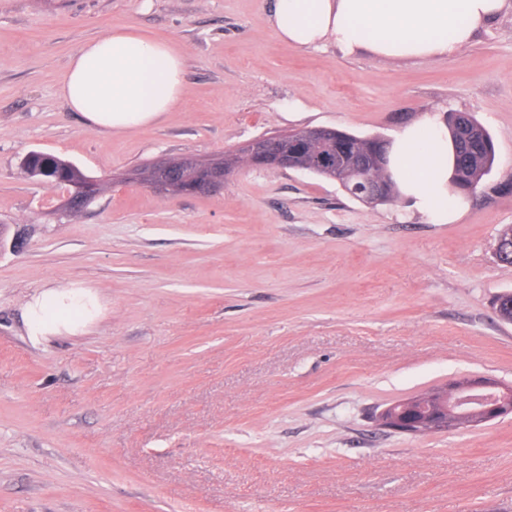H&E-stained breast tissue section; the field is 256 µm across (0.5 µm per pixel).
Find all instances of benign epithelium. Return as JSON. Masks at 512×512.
<instances>
[{"label":"benign epithelium","mask_w":512,"mask_h":512,"mask_svg":"<svg viewBox=\"0 0 512 512\" xmlns=\"http://www.w3.org/2000/svg\"><path fill=\"white\" fill-rule=\"evenodd\" d=\"M330 133L325 128H307L289 133L262 136L244 147L254 165H263L271 157L275 146L283 140L296 145L322 139ZM384 187L372 181H363L357 195L361 201L378 199ZM96 194L95 181L74 189L62 205L66 213H77L86 207ZM512 416V384L487 376H465L436 389L409 399L398 401L380 411L379 425L393 432L424 435L455 428L476 427L496 419Z\"/></svg>","instance_id":"benign-epithelium-1"}]
</instances>
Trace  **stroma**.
I'll return each instance as SVG.
<instances>
[{
	"instance_id": "stroma-1",
	"label": "stroma",
	"mask_w": 512,
	"mask_h": 512,
	"mask_svg": "<svg viewBox=\"0 0 512 512\" xmlns=\"http://www.w3.org/2000/svg\"><path fill=\"white\" fill-rule=\"evenodd\" d=\"M271 0H0V512H512V417L421 436L387 404L466 375L512 384V8L450 58L298 50ZM172 43L186 94L159 121L91 130L58 90L117 27ZM469 112L496 164L463 216L241 162L223 186L128 182L172 158L328 127L394 138ZM32 151L100 184L77 215ZM79 284L104 315L32 342L34 293Z\"/></svg>"
}]
</instances>
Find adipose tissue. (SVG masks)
I'll list each match as a JSON object with an SVG mask.
<instances>
[{
  "label": "adipose tissue",
  "mask_w": 512,
  "mask_h": 512,
  "mask_svg": "<svg viewBox=\"0 0 512 512\" xmlns=\"http://www.w3.org/2000/svg\"><path fill=\"white\" fill-rule=\"evenodd\" d=\"M506 0H274L275 37L299 50L332 43L342 54L432 60L469 46L492 25ZM183 57L169 43L132 28L85 41L74 53L59 94L96 131L121 133L160 120L182 100ZM455 148L440 112L406 125L389 147L400 195L435 223L458 220L466 198L451 183ZM101 314L96 293L48 288L24 306L32 342L73 333Z\"/></svg>",
  "instance_id": "adipose-tissue-1"
}]
</instances>
